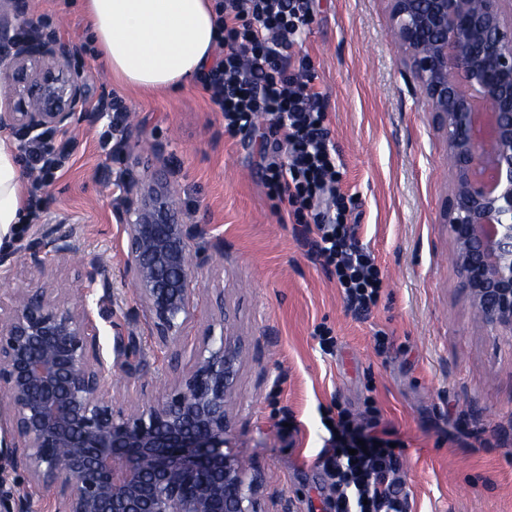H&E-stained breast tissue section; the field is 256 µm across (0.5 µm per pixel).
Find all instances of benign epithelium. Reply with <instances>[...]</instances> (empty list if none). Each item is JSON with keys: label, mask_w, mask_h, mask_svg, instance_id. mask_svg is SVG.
I'll return each mask as SVG.
<instances>
[{"label": "benign epithelium", "mask_w": 512, "mask_h": 512, "mask_svg": "<svg viewBox=\"0 0 512 512\" xmlns=\"http://www.w3.org/2000/svg\"><path fill=\"white\" fill-rule=\"evenodd\" d=\"M507 0H390L407 57L448 146L451 182L442 222L454 243L459 288L484 326L512 335V11ZM7 88L0 126L21 140L71 125L88 95L69 50L31 38L0 57ZM117 210L127 241L123 275L153 321L159 346L182 356L195 317L190 285L211 261L192 251L207 234L180 220L168 180L128 175ZM72 236L39 224L19 250L42 273L67 263ZM16 253L0 251V461L57 492V512H263L258 478L229 452L227 404L240 339L219 322L194 348L184 381L136 409L112 404V373L89 340L86 297L100 275L91 258L76 296L6 287ZM0 512H33L27 492L0 494Z\"/></svg>", "instance_id": "1"}]
</instances>
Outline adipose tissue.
<instances>
[{"label": "adipose tissue", "instance_id": "1", "mask_svg": "<svg viewBox=\"0 0 512 512\" xmlns=\"http://www.w3.org/2000/svg\"><path fill=\"white\" fill-rule=\"evenodd\" d=\"M104 64L121 85L145 91L188 86L213 61V0H81ZM16 143L0 135V234L26 217Z\"/></svg>", "mask_w": 512, "mask_h": 512}]
</instances>
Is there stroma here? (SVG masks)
<instances>
[{
	"mask_svg": "<svg viewBox=\"0 0 512 512\" xmlns=\"http://www.w3.org/2000/svg\"><path fill=\"white\" fill-rule=\"evenodd\" d=\"M24 8L36 36L70 49L89 94L75 125L54 135L69 148L37 190L40 209L6 235L16 247L31 224H57L78 251L45 276L17 265L11 285L76 290L83 259L99 260L109 284L94 288L101 309L90 323L113 366L104 385L113 403L141 404L190 370L186 361L172 368L124 280L126 239L115 216L123 171L171 169L181 218L208 227L194 248L212 255L183 344L193 348L229 312L242 341L228 403L231 451L261 474L267 512H334L335 490L315 463L325 423L336 410L357 415L370 405L407 444L400 475L408 512H512V340L492 342L458 288L442 222L447 144L396 47L389 0H315L295 48L304 79L325 95L348 213L384 275L365 318L308 254L304 225L279 223L259 164L265 121L231 136L201 85L161 93L121 86L97 59L79 0H24ZM114 96L128 114L123 142L107 151L112 115L95 106ZM326 334L336 340L329 353ZM119 341L132 372L115 365ZM285 419L296 431H281Z\"/></svg>",
	"mask_w": 512,
	"mask_h": 512,
	"instance_id": "1",
	"label": "stroma"
}]
</instances>
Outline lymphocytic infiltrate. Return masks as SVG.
Wrapping results in <instances>:
<instances>
[{
    "instance_id": "lymphocytic-infiltrate-1",
    "label": "lymphocytic infiltrate",
    "mask_w": 512,
    "mask_h": 512,
    "mask_svg": "<svg viewBox=\"0 0 512 512\" xmlns=\"http://www.w3.org/2000/svg\"><path fill=\"white\" fill-rule=\"evenodd\" d=\"M312 19V0H220L222 55L201 83L225 132L265 118V185L284 206L280 221L304 216L311 255L335 275L349 308L365 317L381 296L383 274L346 215L324 96L302 80L292 52ZM332 427L338 436L316 463L334 481L335 512H407L399 476L406 445L379 412L368 409L356 420L341 411Z\"/></svg>"
}]
</instances>
